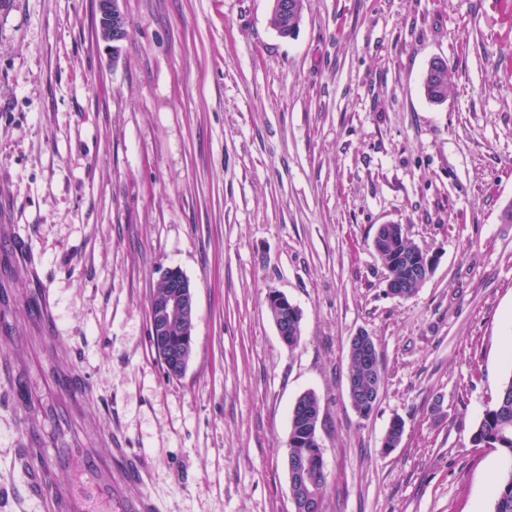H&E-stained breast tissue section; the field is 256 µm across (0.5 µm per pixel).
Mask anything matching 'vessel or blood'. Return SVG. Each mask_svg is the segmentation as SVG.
Wrapping results in <instances>:
<instances>
[{
  "mask_svg": "<svg viewBox=\"0 0 512 512\" xmlns=\"http://www.w3.org/2000/svg\"><path fill=\"white\" fill-rule=\"evenodd\" d=\"M43 447L41 429L32 426L27 430L25 447L16 449L15 455L23 467L28 494L40 500L44 512H93L89 505L93 497L107 503L121 502V512H152L153 505L148 498L128 501L122 495L123 486L136 477V468L113 469L110 458L100 456L91 448H65L49 460H35V451ZM75 456L80 457L87 477V489L83 492L55 480L56 471L68 468Z\"/></svg>",
  "mask_w": 512,
  "mask_h": 512,
  "instance_id": "1",
  "label": "vessel or blood"
}]
</instances>
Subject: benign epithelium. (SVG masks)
<instances>
[{"label": "benign epithelium", "instance_id": "benign-epithelium-1", "mask_svg": "<svg viewBox=\"0 0 512 512\" xmlns=\"http://www.w3.org/2000/svg\"><path fill=\"white\" fill-rule=\"evenodd\" d=\"M97 27L102 41L111 50L125 40L127 25L119 7V0H95ZM166 290L150 297V333L158 342L156 353L171 376L178 377L185 370L189 358L186 348L194 342L175 344L168 340L173 326L194 322L195 301L192 288L176 268L165 271ZM269 307L276 312L273 322L282 341L290 343L299 335L301 313L285 295L273 291L269 294ZM291 495L295 512H321V498L307 486L305 471L299 462L288 466Z\"/></svg>", "mask_w": 512, "mask_h": 512}]
</instances>
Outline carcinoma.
Returning <instances> with one entry per match:
<instances>
[{
	"instance_id": "1",
	"label": "carcinoma",
	"mask_w": 512,
	"mask_h": 512,
	"mask_svg": "<svg viewBox=\"0 0 512 512\" xmlns=\"http://www.w3.org/2000/svg\"><path fill=\"white\" fill-rule=\"evenodd\" d=\"M303 12L281 14L279 9L270 12V25L283 37L288 38L297 32ZM448 64L442 59L433 60L423 77V90L426 98L433 104H442L448 98ZM416 248L401 228L397 238L374 248L383 265L391 273H397L409 251ZM365 351L353 346L348 348V376L353 378L351 391L352 404L361 409L360 399L367 393L380 389L385 383L384 373L364 367ZM320 415V402L313 393L306 394L303 409L291 423L288 446L290 451L301 456L303 466L309 469L308 479L317 493H323L326 475L316 464L307 461V457L322 454L321 443L316 429ZM475 448H498L504 458V466L493 486V512H512V377L501 386L493 404L486 409L482 419L470 437Z\"/></svg>"
}]
</instances>
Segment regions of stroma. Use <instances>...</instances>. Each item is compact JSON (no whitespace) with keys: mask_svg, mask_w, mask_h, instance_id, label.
I'll return each mask as SVG.
<instances>
[{"mask_svg":"<svg viewBox=\"0 0 512 512\" xmlns=\"http://www.w3.org/2000/svg\"><path fill=\"white\" fill-rule=\"evenodd\" d=\"M119 5L115 55L94 0H0V512H43L13 463L29 423L141 460L124 494L156 512H294L306 392L323 512H492L501 452L470 436L512 377V0H305L288 39L270 0ZM383 224L435 257L410 297L386 292ZM168 268L195 298L179 378L150 335ZM272 291L302 313L296 346ZM360 332L386 378L366 417L347 392ZM62 363L73 404L46 381ZM448 64L442 59L433 60L423 77V90L433 104H442L448 98ZM305 397L307 399L303 403V409L297 414L294 422L291 410V433L288 449L294 452V454L301 456L303 467H307L310 470L308 475L310 484L323 498V490L326 484L325 469L323 468V474L320 470L322 467L320 468L315 463L307 462L308 456L320 455L321 459L323 458L322 446L316 434L320 415V402L314 393H306ZM312 425L313 429H311ZM290 442L292 443L291 445Z\"/></svg>","mask_w":512,"mask_h":512,"instance_id":"stroma-1","label":"stroma"}]
</instances>
